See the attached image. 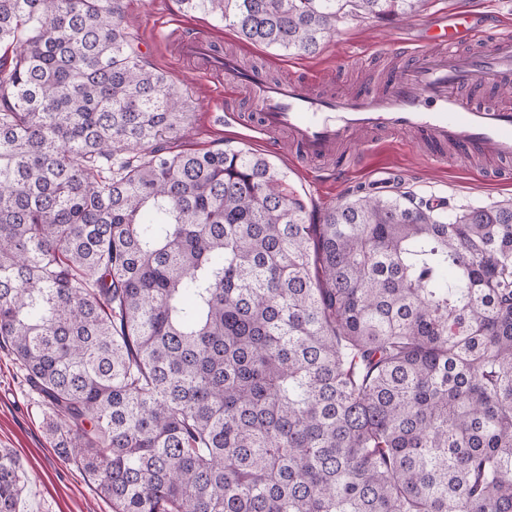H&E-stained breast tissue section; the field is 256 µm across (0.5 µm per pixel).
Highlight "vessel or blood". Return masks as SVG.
Listing matches in <instances>:
<instances>
[{"label":"vessel or blood","mask_w":512,"mask_h":512,"mask_svg":"<svg viewBox=\"0 0 512 512\" xmlns=\"http://www.w3.org/2000/svg\"><path fill=\"white\" fill-rule=\"evenodd\" d=\"M421 29L403 50L402 69L380 89L348 96L314 93L293 78L267 80L196 36L182 38L179 47L200 73L245 90L256 131L267 137L288 132L297 158L335 159L337 173L387 137H409L439 165L452 152L512 159V102L504 98L512 91V33L490 34L488 18L467 9L430 16ZM357 136L360 149L340 155L339 146Z\"/></svg>","instance_id":"b4317fda"}]
</instances>
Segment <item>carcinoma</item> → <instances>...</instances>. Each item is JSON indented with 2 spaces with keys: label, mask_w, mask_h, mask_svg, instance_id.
Wrapping results in <instances>:
<instances>
[{
  "label": "carcinoma",
  "mask_w": 512,
  "mask_h": 512,
  "mask_svg": "<svg viewBox=\"0 0 512 512\" xmlns=\"http://www.w3.org/2000/svg\"><path fill=\"white\" fill-rule=\"evenodd\" d=\"M319 53L421 0H179ZM124 0H0V345L112 512H512V203L321 211L182 99ZM25 475L0 448V512Z\"/></svg>",
  "instance_id": "cac0c4a2"
}]
</instances>
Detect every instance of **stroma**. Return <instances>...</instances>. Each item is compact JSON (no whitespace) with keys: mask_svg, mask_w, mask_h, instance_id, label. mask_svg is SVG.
Returning a JSON list of instances; mask_svg holds the SVG:
<instances>
[{"mask_svg":"<svg viewBox=\"0 0 512 512\" xmlns=\"http://www.w3.org/2000/svg\"><path fill=\"white\" fill-rule=\"evenodd\" d=\"M464 6L491 13L497 25L512 26V0H423L410 20L396 24L349 18L319 53L283 55L240 41L210 16L183 13L177 0H126L124 24L138 52L183 96L190 119L172 139L173 148L203 152L230 144L255 151L287 173L297 194L320 206L336 203L360 186L381 195L411 194L459 212L512 201V180L491 176L500 164L498 157H461L437 167L404 139L389 138L369 148L361 165L349 174L327 175L322 167L299 164L279 140L252 131L247 125L252 108L245 92L225 96L223 84L201 76L193 61L181 57L177 37L207 34L218 51L232 52L243 62L262 63L274 80L297 76L319 92H364L377 89L401 64V54L392 44L395 30L418 28L430 15ZM45 412L20 364L7 346H0V448L12 449L26 473L19 512H111L96 481L54 447L43 425Z\"/></svg>","mask_w":512,"mask_h":512,"instance_id":"1","label":"stroma"}]
</instances>
